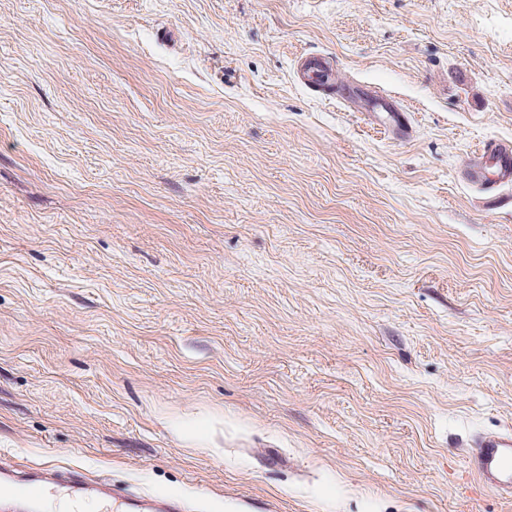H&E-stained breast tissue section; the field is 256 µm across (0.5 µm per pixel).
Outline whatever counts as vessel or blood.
Here are the masks:
<instances>
[{
  "label": "vessel or blood",
  "instance_id": "b4317fda",
  "mask_svg": "<svg viewBox=\"0 0 512 512\" xmlns=\"http://www.w3.org/2000/svg\"><path fill=\"white\" fill-rule=\"evenodd\" d=\"M496 165L487 172L481 163L474 162L466 170L467 177L485 183L488 176L503 181L512 178V146L497 143L490 146ZM465 455L469 471L479 483L499 499L512 502V431L479 436L467 445ZM0 498L43 504L62 501L75 507L92 502L96 512H141L138 497L115 499L105 482L93 481L78 472L60 478L57 469L45 466L28 470L26 478L19 479L0 465Z\"/></svg>",
  "mask_w": 512,
  "mask_h": 512
}]
</instances>
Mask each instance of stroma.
Instances as JSON below:
<instances>
[{
	"label": "stroma",
	"mask_w": 512,
	"mask_h": 512,
	"mask_svg": "<svg viewBox=\"0 0 512 512\" xmlns=\"http://www.w3.org/2000/svg\"><path fill=\"white\" fill-rule=\"evenodd\" d=\"M508 140L512 0H0V457L512 512L463 458L512 429V183L464 175Z\"/></svg>",
	"instance_id": "35a3bbf8"
}]
</instances>
